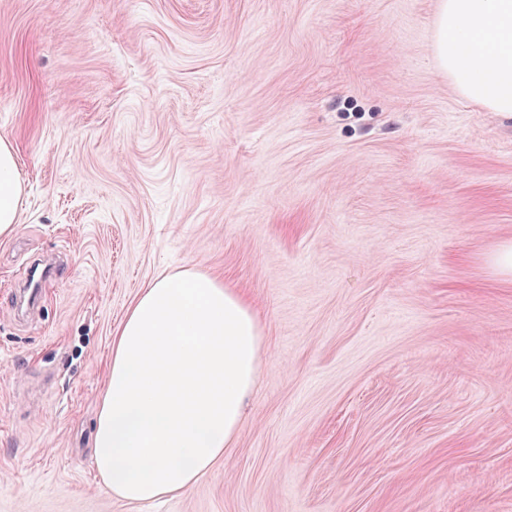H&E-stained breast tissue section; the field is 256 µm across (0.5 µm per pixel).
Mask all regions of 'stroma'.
Here are the masks:
<instances>
[{"mask_svg": "<svg viewBox=\"0 0 512 512\" xmlns=\"http://www.w3.org/2000/svg\"><path fill=\"white\" fill-rule=\"evenodd\" d=\"M437 8L0 0V512H512V120L439 71ZM189 267L261 370L206 477L131 503L92 458L112 339ZM27 198L13 143L0 137V238L11 236L20 222Z\"/></svg>", "mask_w": 512, "mask_h": 512, "instance_id": "obj_1", "label": "stroma"}]
</instances>
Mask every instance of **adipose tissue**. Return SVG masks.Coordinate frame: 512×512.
Returning a JSON list of instances; mask_svg holds the SVG:
<instances>
[{
    "instance_id": "ef3b65f1",
    "label": "adipose tissue",
    "mask_w": 512,
    "mask_h": 512,
    "mask_svg": "<svg viewBox=\"0 0 512 512\" xmlns=\"http://www.w3.org/2000/svg\"><path fill=\"white\" fill-rule=\"evenodd\" d=\"M435 58L468 101L512 119V0H439ZM26 198L15 147L0 137V238ZM260 345L253 308L207 273L164 274L142 289L112 340L93 438L113 495L150 502L211 471L236 438Z\"/></svg>"
}]
</instances>
